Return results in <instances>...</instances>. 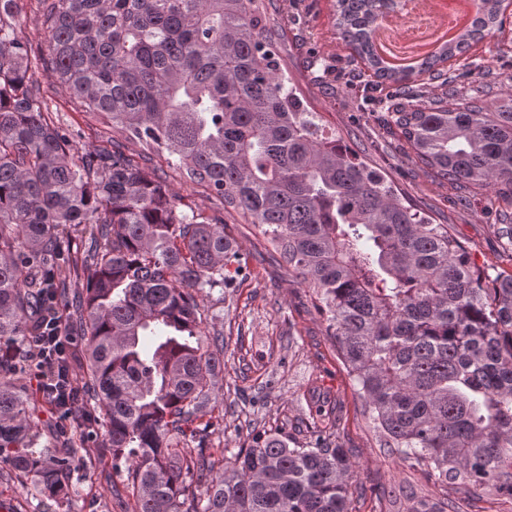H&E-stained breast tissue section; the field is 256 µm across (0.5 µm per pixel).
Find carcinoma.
<instances>
[{"mask_svg":"<svg viewBox=\"0 0 512 512\" xmlns=\"http://www.w3.org/2000/svg\"><path fill=\"white\" fill-rule=\"evenodd\" d=\"M52 83L129 140L171 163L258 228L269 259L312 290L380 447L438 484L431 502L402 485L372 489L388 512H471L512 504V271H479L468 250L402 203L304 104L273 51L265 0H38ZM401 0H335L337 37L373 80L384 112L439 185L498 188L512 205V98L459 94L482 67L460 61L502 29L505 0H475L469 29L437 55L392 70L371 34ZM19 0H0V463L49 512H68L65 445L33 451L38 398L9 374L34 364L27 338L49 303L73 290L65 335L79 345L88 411L82 440L123 457L132 512H354L355 466L327 442L318 407L309 440L258 436L223 456L206 438L223 408L213 378L224 337L204 345L196 294L224 288L236 242L133 156L79 152L36 100ZM425 76L444 89L421 102ZM84 224L88 236L73 240ZM196 447H189V443ZM213 476L196 494L186 478Z\"/></svg>","mask_w":512,"mask_h":512,"instance_id":"cac0c4a2","label":"carcinoma"}]
</instances>
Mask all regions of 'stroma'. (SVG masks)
Wrapping results in <instances>:
<instances>
[{
    "mask_svg": "<svg viewBox=\"0 0 512 512\" xmlns=\"http://www.w3.org/2000/svg\"><path fill=\"white\" fill-rule=\"evenodd\" d=\"M271 10L287 19L278 53L308 109L321 113L325 124L370 167L384 173L405 201L427 212L434 223L447 225L477 264L512 271V248L498 232L497 210L485 206L486 193L437 186L433 173L419 165L404 138L390 133L379 116L359 118L354 96L368 72L334 35L333 0H273ZM16 23L28 43L39 101L56 124L69 130L75 146L82 151L113 147L138 156L176 192L182 206L224 220L247 257L229 288L200 295L207 315L205 335L224 336V365L215 378L224 419L208 439L212 454L250 443L259 432L304 440L301 420L308 411L304 393L314 379L319 386L316 404L335 410L341 419L339 441L355 464L357 482L390 489L409 479L419 494L438 500L440 492L433 483L378 447L326 323L313 307L311 290L289 276L286 265L261 260L264 247L258 230L240 223L236 213L226 212L221 199L175 169L167 154L146 151L113 134L108 124L86 113L47 78L43 62L48 58L49 35L37 0H22ZM504 42H512L511 30L484 40L468 53L471 62L486 67L483 91L498 103L512 97V51L500 52ZM323 62L333 71L326 80L319 76ZM36 433L37 453L51 455L67 438L78 455L95 453L92 443L77 440L48 406L40 408ZM126 477L125 462L115 463L108 457L97 467L76 472L70 512H125Z\"/></svg>",
    "mask_w": 512,
    "mask_h": 512,
    "instance_id": "stroma-1",
    "label": "stroma"
}]
</instances>
